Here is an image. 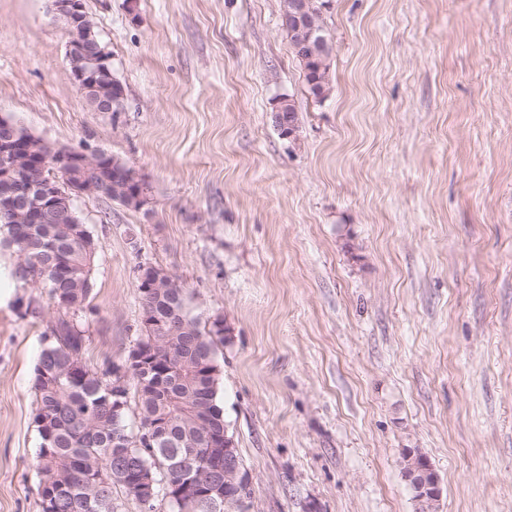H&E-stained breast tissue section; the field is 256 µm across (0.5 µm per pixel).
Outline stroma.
<instances>
[{"mask_svg":"<svg viewBox=\"0 0 512 512\" xmlns=\"http://www.w3.org/2000/svg\"><path fill=\"white\" fill-rule=\"evenodd\" d=\"M85 5L120 111L74 87L50 0H0V115L148 190L75 202L98 242L87 365L123 363L137 268L162 266L224 320L239 512H413L408 448L437 512H512V0H329L322 100L281 0ZM13 264L0 248V512H41L32 385L59 310ZM288 1L289 0H283L282 24L290 36V41L295 56L303 65L305 71V79L310 93L316 98L324 99L331 92L329 66L327 64V60L331 54V51L324 55L317 56L315 59H310L305 52L297 49V34L292 33L288 25ZM403 471L404 469L410 465L412 462L428 466L429 460L427 457H423L418 455V449H406L403 454ZM404 478L409 486L412 488L415 494H421L417 501H424L428 499L430 504H437L442 495V486L441 479L437 472L433 467L431 468H411L404 471ZM430 504L426 503V505H421L420 510L424 512L425 510H429L428 512H435L436 506L432 507Z\"/></svg>","mask_w":512,"mask_h":512,"instance_id":"1","label":"stroma"}]
</instances>
